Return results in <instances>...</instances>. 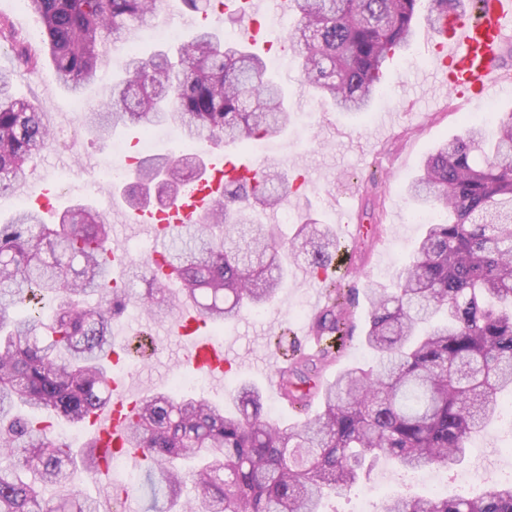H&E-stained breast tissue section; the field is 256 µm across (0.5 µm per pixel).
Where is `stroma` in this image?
<instances>
[{
    "mask_svg": "<svg viewBox=\"0 0 512 512\" xmlns=\"http://www.w3.org/2000/svg\"><path fill=\"white\" fill-rule=\"evenodd\" d=\"M429 10L428 0H423L422 17L415 23L409 49L398 52L388 65L384 88L376 94L370 112L363 115L336 111L330 101L309 94L302 87L299 60L281 43V27H268L257 35V52L268 58L276 55L283 58L273 70L288 91L292 112L287 131L272 140V151L264 163L291 175L302 168L308 172L304 188L288 198L287 208L295 220L280 225L282 240L291 241L298 228V218L307 215L336 229L343 214L349 212L354 225L364 228L351 261L355 288L352 331L335 362L323 369L322 378L326 381L349 366L367 367L375 362L363 345L369 319L368 295L375 284L389 283L423 232L422 225L410 220L413 208L403 192L404 185L417 174L423 160L439 142L464 134L466 119L479 120L512 111V86H498L465 100L422 82V75L431 70L434 62L425 18ZM182 17L181 0H168L155 21L137 30L133 44L120 43L110 49L107 64L81 98L59 83L48 56H40L35 68L20 66L14 60L11 43L0 41V68L13 71L15 94L48 112L54 127L78 131L74 143L54 142L52 147L33 157L25 185L0 197V222L10 219L20 208L22 199L32 198L46 175L54 170H69L71 181L68 190L59 193L52 201L51 210L44 213L46 223H56L58 214L72 203L87 199L95 204L114 197L117 184L104 176L99 177L96 191L84 192L88 169L78 163L81 157L109 152L113 145H122L129 152L145 149L152 154L204 151V144L184 140L170 126L154 128L146 134L133 128L100 142L87 130L82 114L84 108L99 106L109 98L113 82L122 74L129 46H136L143 53L176 52L190 34ZM311 312L309 281L301 266H293L275 302L261 316L246 312L221 329L211 330L212 338L227 341L232 349L223 383L209 381L201 388L190 384L184 387V394H199L225 403L238 383L246 380L261 388L265 408L273 419L289 424L301 422V415L292 411L278 395L276 369L280 361L271 338L282 335L287 348L303 345L299 331L307 325ZM167 330V323L150 320L133 304L113 322L116 342L131 348L142 342L155 346L146 358L126 362V378L134 389L166 391L171 376L193 377V369L182 360L178 339L168 335ZM475 463L474 456H467L449 471L447 484L437 489L415 482L409 472L384 460L360 485L365 488L386 480L394 490L410 496H429L439 490L455 497H469L475 494L476 488L465 483L463 477ZM145 472V463L128 461L122 472L113 474L111 489L101 488L88 475L82 478L83 489L105 507L114 500V488H127L140 512H147L151 493Z\"/></svg>",
    "mask_w": 512,
    "mask_h": 512,
    "instance_id": "1",
    "label": "stroma"
}]
</instances>
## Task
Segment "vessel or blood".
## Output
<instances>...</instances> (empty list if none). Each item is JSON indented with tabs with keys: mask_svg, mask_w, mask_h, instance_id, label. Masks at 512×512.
<instances>
[{
	"mask_svg": "<svg viewBox=\"0 0 512 512\" xmlns=\"http://www.w3.org/2000/svg\"><path fill=\"white\" fill-rule=\"evenodd\" d=\"M245 9L247 43H254L257 18L263 13V0H241ZM435 66L432 77L441 88L460 95H478L495 85L500 76L498 61L503 47L512 39V0H481L474 15L455 13L439 17L433 24ZM258 168L252 162L230 161L223 155L209 157V172L174 205L163 210H120L124 224L145 228L152 243L151 255L163 252L171 228L201 223L213 201L224 192L225 176L253 178ZM207 322L197 308L180 305L169 330L177 336L184 349V361L195 370L216 380L223 379L229 348L212 340L206 331ZM109 387L110 402L88 419L91 440L96 448L100 473H107L113 450L123 451L137 460L144 449L129 440V419L140 398L128 389L122 375H113Z\"/></svg>",
	"mask_w": 512,
	"mask_h": 512,
	"instance_id": "1",
	"label": "vessel or blood"
}]
</instances>
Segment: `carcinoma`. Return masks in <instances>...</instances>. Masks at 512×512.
<instances>
[{
  "instance_id": "obj_1",
  "label": "carcinoma",
  "mask_w": 512,
  "mask_h": 512,
  "mask_svg": "<svg viewBox=\"0 0 512 512\" xmlns=\"http://www.w3.org/2000/svg\"><path fill=\"white\" fill-rule=\"evenodd\" d=\"M295 25L281 41L301 60L302 82L338 112L369 110L387 64L410 46L422 0H293ZM45 28L57 78L75 95L97 78L108 42H129L158 11V0H27ZM0 37L25 64L37 63L7 20ZM13 72L0 69V193L23 182L34 154L52 141L47 113L17 97ZM291 113L284 88L258 53L196 28L178 47L130 51L112 106L84 114L108 139L117 130L173 124L190 142L247 145L276 137ZM196 153L139 158L121 196L131 210L157 200L163 209L204 173ZM292 185L262 168L251 181L226 180L202 223L172 233L161 261H129L126 281L112 282L107 256L112 226L86 203L47 224L29 207L0 224V512H98L79 488L96 471L93 450L78 469L56 426L85 423L109 401L112 319L134 299L152 319L194 304L216 328L243 310L269 307L286 277L282 254L314 275L332 266L341 244L310 218L299 250L283 249L276 225L231 206L245 199L262 210L281 207ZM418 211L435 215L403 264L395 287H377L365 345L374 369L348 368L330 382L320 371L331 348L291 349L279 371L281 397L311 418L284 427L268 420L264 395L250 382L235 389V411L205 397L151 392L130 431L152 461V505L170 512L183 488L195 495L182 512H319L322 499L355 485L379 460L403 470L454 467L467 442L502 409L512 391V113L494 134L475 123L445 139L406 185ZM168 269L177 294L163 285ZM146 284L140 292L132 284ZM332 303L315 319L317 342L349 335L352 292L343 278L327 284ZM96 293L99 303L86 305ZM67 493L44 497L50 486ZM381 512H512V483L488 481L473 498L391 493Z\"/></svg>"
}]
</instances>
